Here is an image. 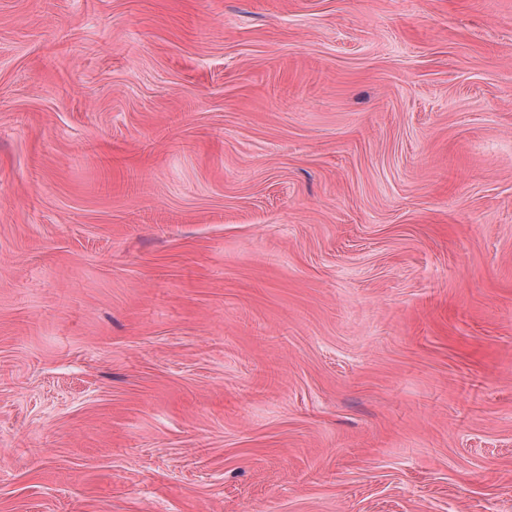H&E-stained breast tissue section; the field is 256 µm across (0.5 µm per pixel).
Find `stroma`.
Returning <instances> with one entry per match:
<instances>
[{
  "label": "stroma",
  "instance_id": "1",
  "mask_svg": "<svg viewBox=\"0 0 512 512\" xmlns=\"http://www.w3.org/2000/svg\"><path fill=\"white\" fill-rule=\"evenodd\" d=\"M0 512H512V0H0Z\"/></svg>",
  "mask_w": 512,
  "mask_h": 512
}]
</instances>
